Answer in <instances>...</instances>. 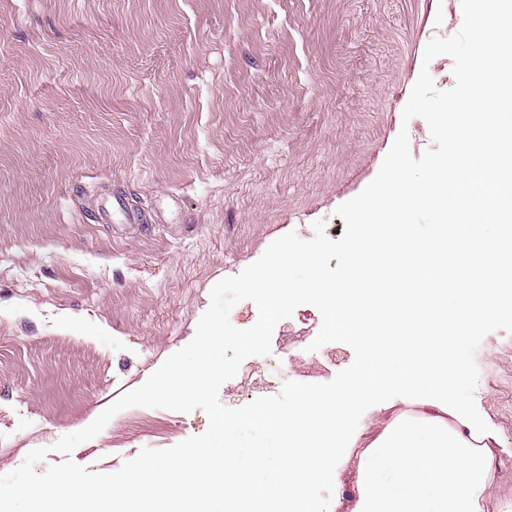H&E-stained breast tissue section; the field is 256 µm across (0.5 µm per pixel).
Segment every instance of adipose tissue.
<instances>
[{"label": "adipose tissue", "mask_w": 512, "mask_h": 512, "mask_svg": "<svg viewBox=\"0 0 512 512\" xmlns=\"http://www.w3.org/2000/svg\"><path fill=\"white\" fill-rule=\"evenodd\" d=\"M429 117L446 132L447 156L420 181L389 162L361 206L339 274L324 276L319 256L292 251L251 283L280 314L298 289L289 267L307 265L308 289L324 302L332 333L362 355L333 392H303L290 409L272 404L256 415L280 445L273 456L252 446L249 468L276 461L275 481L256 490L241 478L229 439L237 422L218 412L207 440L180 462L148 464L123 486L65 473L57 487L0 490V499L35 512H292L329 465L339 474L354 469L349 512H479L493 493L499 439L462 397L463 341L512 312V235L499 230L512 215V95L491 109L482 98L455 97ZM424 200L444 207L429 236L403 222ZM390 388L404 394L405 409L388 412L381 395ZM364 405L377 416L359 427Z\"/></svg>", "instance_id": "adipose-tissue-1"}]
</instances>
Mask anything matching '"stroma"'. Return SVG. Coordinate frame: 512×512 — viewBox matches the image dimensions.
Wrapping results in <instances>:
<instances>
[{"label": "stroma", "mask_w": 512, "mask_h": 512, "mask_svg": "<svg viewBox=\"0 0 512 512\" xmlns=\"http://www.w3.org/2000/svg\"><path fill=\"white\" fill-rule=\"evenodd\" d=\"M461 0H0V474L29 451L109 474L203 433L204 410L131 407L71 453L64 435L195 335L213 286L280 236L313 238L377 175L428 30ZM464 394L500 444L482 512H512V315L468 335ZM251 357L235 408L354 361Z\"/></svg>", "instance_id": "1"}]
</instances>
